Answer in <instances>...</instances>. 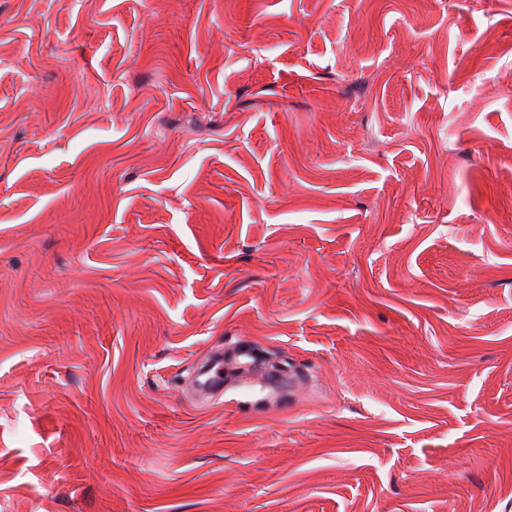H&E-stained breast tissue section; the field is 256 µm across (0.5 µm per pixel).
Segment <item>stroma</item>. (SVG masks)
I'll list each match as a JSON object with an SVG mask.
<instances>
[{"label":"stroma","mask_w":512,"mask_h":512,"mask_svg":"<svg viewBox=\"0 0 512 512\" xmlns=\"http://www.w3.org/2000/svg\"><path fill=\"white\" fill-rule=\"evenodd\" d=\"M0 512H512V0H0ZM224 382V357L218 353L209 364L200 371L197 385L203 392H212L222 387Z\"/></svg>","instance_id":"35a3bbf8"}]
</instances>
